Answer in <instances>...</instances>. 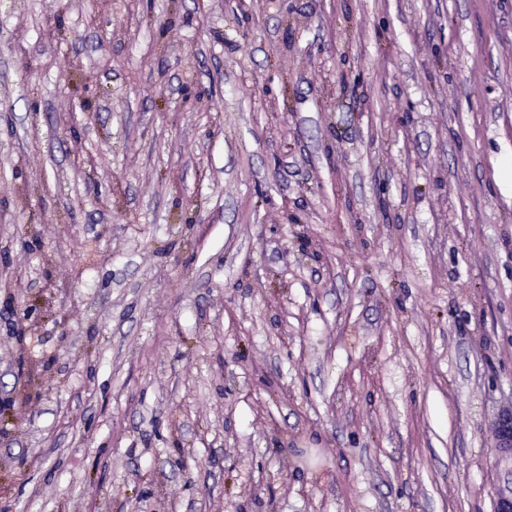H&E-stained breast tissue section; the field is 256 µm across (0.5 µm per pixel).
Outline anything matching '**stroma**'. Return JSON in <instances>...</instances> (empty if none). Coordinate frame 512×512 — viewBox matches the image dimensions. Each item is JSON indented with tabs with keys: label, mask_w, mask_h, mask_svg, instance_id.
<instances>
[{
	"label": "stroma",
	"mask_w": 512,
	"mask_h": 512,
	"mask_svg": "<svg viewBox=\"0 0 512 512\" xmlns=\"http://www.w3.org/2000/svg\"><path fill=\"white\" fill-rule=\"evenodd\" d=\"M508 166L512 0H0V512H496Z\"/></svg>",
	"instance_id": "1"
}]
</instances>
